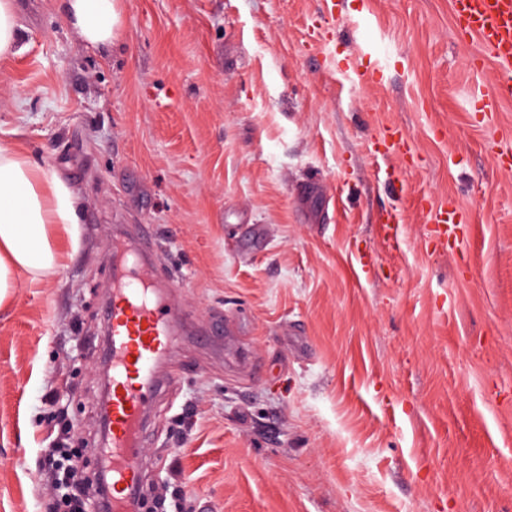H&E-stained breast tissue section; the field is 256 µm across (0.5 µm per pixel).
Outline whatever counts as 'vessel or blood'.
<instances>
[{"instance_id": "vessel-or-blood-1", "label": "vessel or blood", "mask_w": 512, "mask_h": 512, "mask_svg": "<svg viewBox=\"0 0 512 512\" xmlns=\"http://www.w3.org/2000/svg\"><path fill=\"white\" fill-rule=\"evenodd\" d=\"M457 33L477 39L499 64L490 88L476 94L471 109L487 112L492 104L512 99V0H453ZM440 243H447L463 223L453 206L436 209ZM148 232L124 243L113 258L112 301L107 310L112 355V397L108 455V512H135L134 491L144 448L145 404L158 392L155 365L174 343L185 314L162 302L156 278L142 260L151 249Z\"/></svg>"}]
</instances>
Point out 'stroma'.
<instances>
[{
	"instance_id": "stroma-1",
	"label": "stroma",
	"mask_w": 512,
	"mask_h": 512,
	"mask_svg": "<svg viewBox=\"0 0 512 512\" xmlns=\"http://www.w3.org/2000/svg\"><path fill=\"white\" fill-rule=\"evenodd\" d=\"M15 5L0 143L83 208L51 229L63 267L0 303V512H58L60 430L99 472L112 246L136 224L189 312L145 504L174 479L186 512H512V101L471 112L498 66L472 70L450 0H122L108 49L59 0ZM388 125L414 168L376 153ZM424 198L460 208L458 245Z\"/></svg>"
}]
</instances>
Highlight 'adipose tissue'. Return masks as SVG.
Listing matches in <instances>:
<instances>
[{"mask_svg": "<svg viewBox=\"0 0 512 512\" xmlns=\"http://www.w3.org/2000/svg\"><path fill=\"white\" fill-rule=\"evenodd\" d=\"M61 2L86 44L111 47L121 24V0ZM79 221L73 192L53 170L19 147L0 145V301L17 273L37 278L60 268L62 251L50 227L71 230Z\"/></svg>", "mask_w": 512, "mask_h": 512, "instance_id": "adipose-tissue-1", "label": "adipose tissue"}]
</instances>
